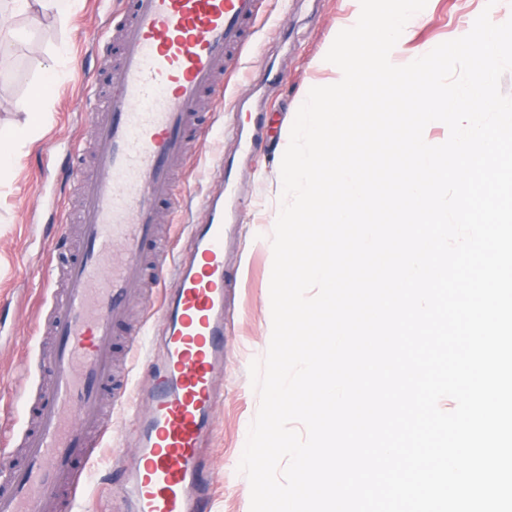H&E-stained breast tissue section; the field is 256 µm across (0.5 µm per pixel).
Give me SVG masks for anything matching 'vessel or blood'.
<instances>
[{
	"label": "vessel or blood",
	"mask_w": 512,
	"mask_h": 512,
	"mask_svg": "<svg viewBox=\"0 0 512 512\" xmlns=\"http://www.w3.org/2000/svg\"><path fill=\"white\" fill-rule=\"evenodd\" d=\"M259 0H125L112 19L119 67L107 91L87 81L97 130V175L79 181L83 199L78 258L62 283L59 259L40 257L42 318L53 347L32 345L28 375L46 376L38 395L10 392L19 423L7 438L19 460L0 456V512H59L78 505L91 483L75 458L93 457L111 428L99 424L100 392L112 384V335L124 303L145 275L143 254L158 222L156 202L175 198L171 174L190 139L241 140L232 121L200 127L205 94L223 96V71L239 70ZM204 222L186 225L180 253L156 248L155 276L171 278L161 307L165 364L134 427L141 453L128 485L134 512H206L199 449L224 372V195L204 193Z\"/></svg>",
	"instance_id": "1"
}]
</instances>
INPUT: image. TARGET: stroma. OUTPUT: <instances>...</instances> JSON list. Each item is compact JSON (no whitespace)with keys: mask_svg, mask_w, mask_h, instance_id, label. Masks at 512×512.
Masks as SVG:
<instances>
[{"mask_svg":"<svg viewBox=\"0 0 512 512\" xmlns=\"http://www.w3.org/2000/svg\"><path fill=\"white\" fill-rule=\"evenodd\" d=\"M123 0H80L67 27L54 15L42 16L26 39L0 42V128L20 127L26 113L16 111L17 100L35 97V109L43 120L16 147L10 165L0 168V374L12 376L15 387L24 380L19 371L28 359V342L37 329L41 284L24 278L22 260L38 253L60 250L61 263L73 261L77 252L66 248L67 238L77 232L78 203L68 196V171L64 158L71 142L92 148L96 130L82 121L86 101L79 92L82 73H90L99 85H107L118 55L115 46L100 49L95 40L106 27L109 15ZM359 0H264L263 15L247 46L242 72L224 79V98L218 109H203L204 122L214 113L246 116L256 107L266 112L271 131L254 152L238 149L231 140L212 139L190 159L181 176L184 199L182 223L163 225L175 249L187 239L183 222L204 217L195 205L207 191V169L217 162L231 164L234 196L239 205L238 226L226 239V300L230 315L224 344V373L216 384L224 395L211 421V432L201 450L202 465L211 480L210 512H250V486L238 466L248 431L258 407L249 365L263 358L271 339L270 278L273 263L271 237L280 211V166L290 130L309 90L330 85L338 73L325 56L349 18L359 12ZM491 19L512 14V0H427L415 14L411 36L395 65L402 66L437 45L471 29L482 11ZM63 71L61 80L48 79L51 70ZM162 287L137 294L130 318L145 323L152 333L149 354H136L124 341V326L112 339L116 369L129 374L134 390L147 392L153 368L162 356L158 327ZM112 436L104 440L87 464L95 488L83 502V512H131L129 503L116 494L124 479L112 467L110 453L118 451L133 461L138 442L132 415L114 408Z\"/></svg>","mask_w":512,"mask_h":512,"instance_id":"obj_1","label":"stroma"}]
</instances>
